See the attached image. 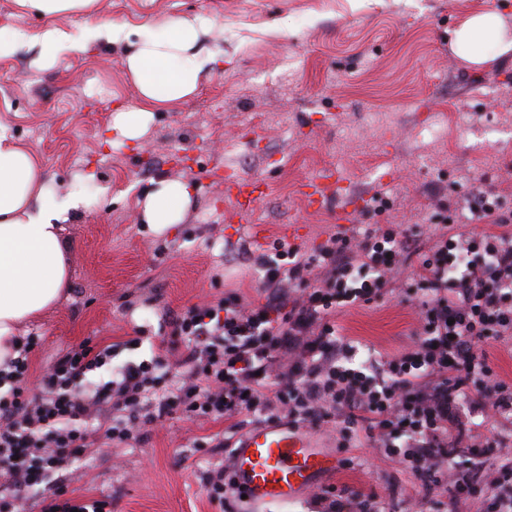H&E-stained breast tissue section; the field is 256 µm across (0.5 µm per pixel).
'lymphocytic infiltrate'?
Segmentation results:
<instances>
[{
    "mask_svg": "<svg viewBox=\"0 0 512 512\" xmlns=\"http://www.w3.org/2000/svg\"><path fill=\"white\" fill-rule=\"evenodd\" d=\"M470 212L484 231L446 225L431 234L414 272L423 291L416 305L421 341L383 369L351 367L352 347L339 338L336 320L395 282L413 245L399 224L264 258V303L221 299L173 318L184 348L170 366L159 357L131 363L88 386L86 374L112 357L111 346L89 337L59 353L30 395L21 383L39 339L26 337L0 377L9 386L0 394V486L11 490L13 512H23L26 488L46 480L52 486L42 512H112L111 497L70 498L58 478L100 441L141 440L143 427L174 415L231 418L241 430L261 414L287 415L295 426L335 421L344 436L362 425L385 449L401 439L409 467L425 477L443 469L456 502L474 488L498 487L494 512H512V460L487 466L506 436L475 441L467 475L446 465L462 432L453 413L459 399L480 412L512 415V382L498 377L485 348L512 335V214L482 190Z\"/></svg>",
    "mask_w": 512,
    "mask_h": 512,
    "instance_id": "lymphocytic-infiltrate-1",
    "label": "lymphocytic infiltrate"
}]
</instances>
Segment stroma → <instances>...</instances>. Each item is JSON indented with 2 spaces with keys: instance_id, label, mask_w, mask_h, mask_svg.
<instances>
[{
  "instance_id": "stroma-1",
  "label": "stroma",
  "mask_w": 512,
  "mask_h": 512,
  "mask_svg": "<svg viewBox=\"0 0 512 512\" xmlns=\"http://www.w3.org/2000/svg\"><path fill=\"white\" fill-rule=\"evenodd\" d=\"M483 12L500 13L512 30V0H97L59 26L78 36L114 24L132 34L199 16L213 27L205 49L224 52L199 93L156 113L135 145L112 142L114 111L137 99L117 48L102 42L49 69L34 65L33 48L0 56V133L28 145L59 192L73 188L75 175L87 177L86 204L62 230L68 293L21 329L43 338L28 387L86 337L116 346L110 364L90 372L97 382L173 343L169 319L193 305L261 302L253 269L278 247L311 250L338 232L391 224L410 228L424 247L430 213L465 209L478 188L512 212V51L486 38V60L475 66L453 42ZM45 24L0 0V34L30 37ZM326 169L344 177L355 223L306 206L304 184ZM233 175L261 185L248 222L269 228L265 243L237 226L226 196ZM163 178L195 185L197 199L185 223L157 233L140 222L137 201ZM379 192L386 208L372 201ZM290 224L307 226V235L281 237ZM338 323L357 364L416 341V307L399 282L371 305L347 308ZM136 335L141 344L126 347ZM310 434L339 460L336 473L263 512H327L329 492L342 512H353L357 493L374 496L380 512H491L493 491L457 509L448 485H427L401 455L370 447L364 430L347 448L331 426ZM213 438L234 448L241 436L225 418L145 427L140 442L95 449L70 489L82 499L111 496L112 512H217L205 476L225 453L207 447Z\"/></svg>"
}]
</instances>
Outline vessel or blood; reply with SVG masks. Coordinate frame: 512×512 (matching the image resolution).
<instances>
[{
    "instance_id": "1",
    "label": "vessel or blood",
    "mask_w": 512,
    "mask_h": 512,
    "mask_svg": "<svg viewBox=\"0 0 512 512\" xmlns=\"http://www.w3.org/2000/svg\"><path fill=\"white\" fill-rule=\"evenodd\" d=\"M334 184L331 173L310 180L304 193L308 207H326ZM335 468L334 456L315 447L305 429L280 424L253 428L243 437L234 450L232 476L247 503L257 510L268 503L294 500Z\"/></svg>"
}]
</instances>
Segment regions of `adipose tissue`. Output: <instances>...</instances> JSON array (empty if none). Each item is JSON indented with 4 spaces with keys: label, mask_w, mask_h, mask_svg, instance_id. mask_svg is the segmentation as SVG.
I'll return each instance as SVG.
<instances>
[{
    "label": "adipose tissue",
    "mask_w": 512,
    "mask_h": 512,
    "mask_svg": "<svg viewBox=\"0 0 512 512\" xmlns=\"http://www.w3.org/2000/svg\"><path fill=\"white\" fill-rule=\"evenodd\" d=\"M96 0H16L48 21L32 38L39 67L52 66L65 52H86L99 40L123 44L122 63L139 94L137 104L112 116L119 138L138 141L146 136L155 112L171 108L200 89L216 62L202 44L209 25L196 17H182L147 29L125 43L118 28H90L73 36L58 18L85 12ZM496 37L503 51L512 50L497 13L468 18L456 32L455 44L466 59L482 64L479 35ZM84 201L80 189L61 194L53 187L37 156L12 137L0 135V363L9 356L20 325L56 306L70 286L67 245L62 226ZM196 203L195 188L179 179L154 182L139 203L142 223L158 233L183 223Z\"/></svg>",
    "instance_id": "obj_1"
}]
</instances>
